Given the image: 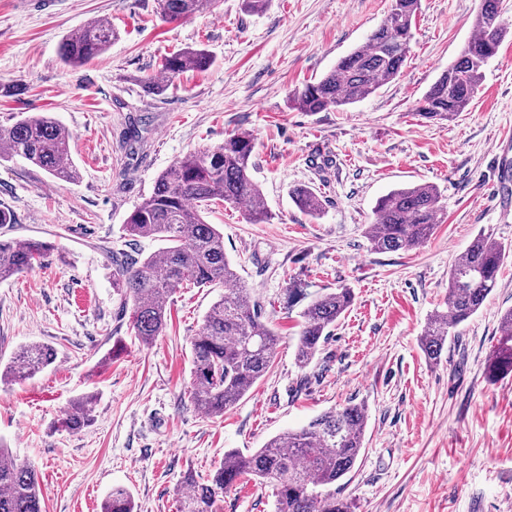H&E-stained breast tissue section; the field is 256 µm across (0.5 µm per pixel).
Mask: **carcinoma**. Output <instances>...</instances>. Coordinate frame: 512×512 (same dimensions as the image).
<instances>
[{
    "mask_svg": "<svg viewBox=\"0 0 512 512\" xmlns=\"http://www.w3.org/2000/svg\"><path fill=\"white\" fill-rule=\"evenodd\" d=\"M217 0H159L168 21L211 11ZM501 0H482L474 19L476 36L461 49L423 98L419 113L428 119L454 120L476 93L484 67L497 54L506 28ZM419 0H392L385 20L367 41L340 58L318 81L292 92L293 105L303 112H323L355 103L376 93L396 78L409 53ZM116 37L112 24L93 20L60 45L67 65L83 64L104 53ZM212 58L203 50L174 53L161 71L171 82L188 70H205ZM69 130L49 112L28 115L7 128L0 127V161L21 157L52 178L75 182L78 171L70 153ZM253 140L230 134L224 142L177 159L159 173L152 192L130 213L127 236L150 237L164 247L143 257L129 258L114 276L116 287L132 302V329L149 346L168 324L167 298L183 286L222 288L224 294L210 308L202 327L192 337L190 395L195 408L217 417L238 403L264 376L273 361L279 336L262 320V310L251 289L224 254V233L208 224L211 206L248 204L251 223L270 220L262 192L252 177ZM296 205L316 217L321 199L310 187L293 192ZM442 194L430 184L394 189L380 197L367 225L371 248L396 252L427 240L441 211ZM50 246L40 240L0 239V280L30 270ZM512 251L480 232L454 262L448 277L446 310L432 315L421 334L426 357L441 360L451 332L472 318L497 288L498 272ZM349 288L325 292L301 311L295 360L305 368L331 336L336 322L350 309ZM54 359V349L30 344L20 349L0 371V380L22 381L35 376ZM489 377L512 371V309L505 312L497 343L487 360ZM94 397L82 396L70 404L61 426L77 431L92 420ZM368 415L361 403L349 402L321 414L306 425L285 431L262 448L245 455L224 452V461L209 479H186L187 493L180 512H216L224 490L248 479L272 487L274 512H351L336 496V482L355 467L364 448ZM0 512H42L36 469L17 461L0 443ZM101 512H136L127 489H112Z\"/></svg>",
    "mask_w": 512,
    "mask_h": 512,
    "instance_id": "obj_1",
    "label": "carcinoma"
}]
</instances>
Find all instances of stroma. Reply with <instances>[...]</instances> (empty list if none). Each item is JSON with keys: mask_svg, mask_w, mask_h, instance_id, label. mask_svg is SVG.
<instances>
[{"mask_svg": "<svg viewBox=\"0 0 512 512\" xmlns=\"http://www.w3.org/2000/svg\"><path fill=\"white\" fill-rule=\"evenodd\" d=\"M507 34L481 85L455 120L419 115L420 101L474 33L481 0H421L402 72L367 99L324 112L290 106L362 45L391 0H270L247 12L219 0L212 12L162 21L158 0H54L44 8L0 0V126L48 112L71 133L77 182L52 179L15 159L0 162V208L14 223L0 238L40 239L53 250L32 270L0 280V362L44 343L56 357L35 377L0 382V440L34 464L45 512H101L112 488L137 512H178L185 471L207 477L224 452L248 453L336 406L365 404L368 423L355 469L336 485L353 512H512V373L488 379L485 361L512 308V259L480 310L455 329L440 365L420 346L428 318L444 310L448 271L478 232L512 245V216L493 198L490 153L512 132V0ZM119 37L90 62L63 63V39L90 20ZM206 50L203 71L150 91L164 59ZM232 133L253 138V177L271 218L218 205L208 223L253 288L281 341L268 372L224 415L190 397L191 338L222 294L181 288L163 336L142 345L131 304L112 286L125 256L161 243L127 237L129 214L176 158ZM429 183L442 193L433 235L417 247L373 251L364 234L377 200ZM314 188L313 218L293 199ZM301 292L289 300V289ZM355 295L307 368L295 363L300 313L319 293ZM95 395L78 431L59 418ZM271 487L224 492L217 512H272Z\"/></svg>", "mask_w": 512, "mask_h": 512, "instance_id": "35a3bbf8", "label": "stroma"}]
</instances>
